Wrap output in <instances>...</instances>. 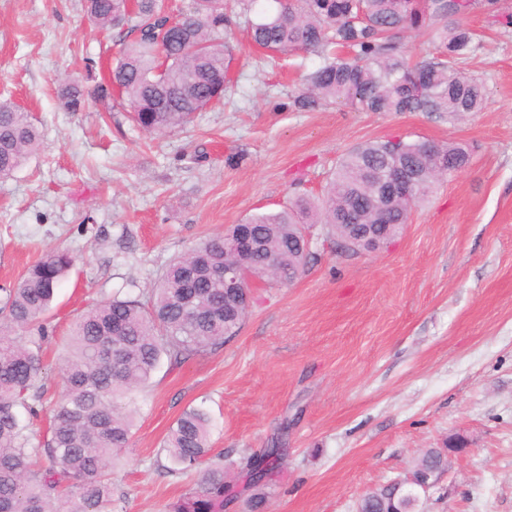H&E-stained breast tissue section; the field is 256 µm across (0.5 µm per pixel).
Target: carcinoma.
<instances>
[{"label":"carcinoma","mask_w":512,"mask_h":512,"mask_svg":"<svg viewBox=\"0 0 512 512\" xmlns=\"http://www.w3.org/2000/svg\"><path fill=\"white\" fill-rule=\"evenodd\" d=\"M245 15L248 37L274 57L306 51L321 64L306 75V87L294 101L307 110L322 101L359 112H433L458 120L479 112L487 97L485 83L462 65L477 49L463 19L479 0H274L276 9L256 11L258 0H235ZM224 0H193V8L174 21L162 0H85L87 14L105 30L123 29L131 37L111 69L110 86L130 108L137 127L165 133L184 126L191 115L224 98L234 48L221 34L227 21ZM407 33L431 36L434 52L413 62L401 49ZM62 106L83 107V92L66 88ZM41 131L30 113L0 101V180L11 178L37 152ZM421 141L375 140L350 150L339 162L326 195L317 204L298 198L277 212L246 219L262 247L249 259L260 267L275 262L270 284L286 285L303 271L299 253L302 224H327L338 238L352 235L356 224L409 222L413 206L440 181L438 162L461 168L467 151ZM406 162L424 173L422 189L378 209L362 197L369 179ZM208 237L169 261L148 301L114 297L76 317L63 363L65 385L50 437L34 446L22 414L34 411L42 397L37 385L40 350L46 339L45 315L56 289L73 266V257L52 251L31 265L0 302V512H112L111 474L116 452L126 447L134 427L123 411L150 381L162 360L180 365L224 345L241 326V317L224 307V266L242 257L224 245L234 234ZM19 329L36 331L18 336ZM209 412L186 409L171 427L162 448L169 473L200 470L188 496L169 512H224L231 485L224 457L211 455ZM282 458L266 448L247 462L263 463L259 486ZM47 465L40 467L38 461ZM448 460L425 452L415 472L443 469ZM394 491L367 494L360 512H391Z\"/></svg>","instance_id":"1"}]
</instances>
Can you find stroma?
<instances>
[{"mask_svg": "<svg viewBox=\"0 0 512 512\" xmlns=\"http://www.w3.org/2000/svg\"><path fill=\"white\" fill-rule=\"evenodd\" d=\"M244 15L223 105L162 136L94 93L125 36L102 30L84 0H0V100L34 117L37 154L0 180V288L46 253L75 264L46 323L45 390L31 420L45 441L62 362L81 312L143 297L162 267L256 212L321 197L347 151L404 138L458 144L465 169L435 185L386 249L341 253L309 225L312 256L291 285L259 284L236 336L178 366L161 365L131 408L135 427L112 471L118 512H167L195 474L165 473L161 445L182 412L206 408L212 448L230 466L245 512L248 459L281 442L263 512H357L367 493L405 478L433 449L448 457L423 512H512V33L484 10L466 20L469 72L489 89L481 112H359L293 101L321 60L269 63ZM71 85L81 111L61 105Z\"/></svg>", "mask_w": 512, "mask_h": 512, "instance_id": "obj_1", "label": "stroma"}]
</instances>
